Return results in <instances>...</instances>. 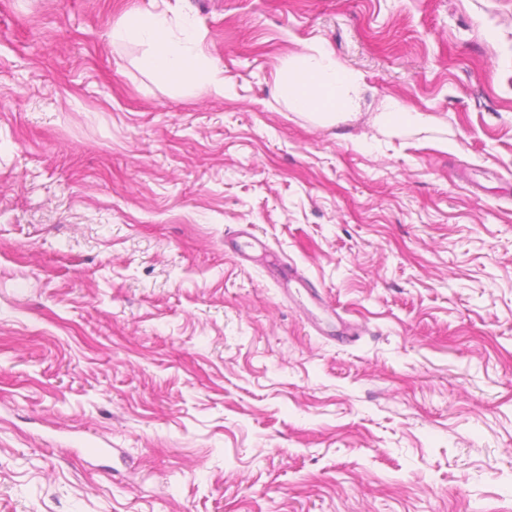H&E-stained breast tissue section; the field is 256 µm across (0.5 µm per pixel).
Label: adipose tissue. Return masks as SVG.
Listing matches in <instances>:
<instances>
[{
	"label": "adipose tissue",
	"instance_id": "ef3b65f1",
	"mask_svg": "<svg viewBox=\"0 0 512 512\" xmlns=\"http://www.w3.org/2000/svg\"><path fill=\"white\" fill-rule=\"evenodd\" d=\"M110 36L115 41L136 40L145 44L146 66L170 83L199 81L215 93L224 91L223 68L199 54L192 29L186 27L180 34H173L165 14L129 15L113 27ZM279 87L294 111H348L357 103L363 77L341 67L326 47L313 46L282 70Z\"/></svg>",
	"mask_w": 512,
	"mask_h": 512
}]
</instances>
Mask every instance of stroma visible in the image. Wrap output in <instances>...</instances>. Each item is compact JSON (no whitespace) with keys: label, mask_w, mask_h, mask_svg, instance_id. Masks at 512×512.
<instances>
[{"label":"stroma","mask_w":512,"mask_h":512,"mask_svg":"<svg viewBox=\"0 0 512 512\" xmlns=\"http://www.w3.org/2000/svg\"><path fill=\"white\" fill-rule=\"evenodd\" d=\"M0 512H512V0H0ZM110 37L113 42L137 40L145 44V65L170 83L201 81L219 95L224 92L223 68L199 54L191 28L185 27L175 36L164 13L129 15L122 24L112 28ZM279 87L294 111H348L357 103L363 76L341 67L326 47L312 46L282 70ZM378 119L385 125L397 128L422 126L429 121L423 112L405 107L396 101L389 102Z\"/></svg>","instance_id":"35a3bbf8"}]
</instances>
